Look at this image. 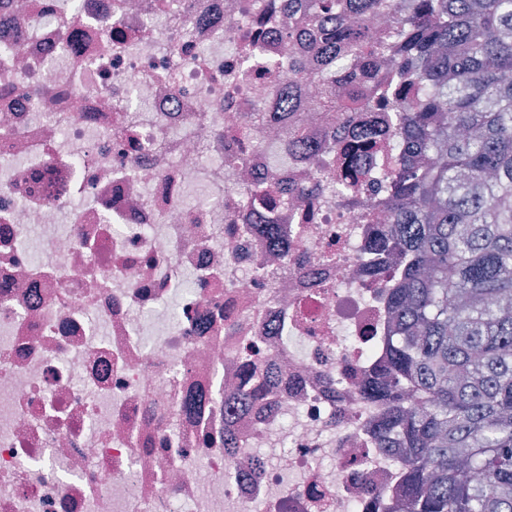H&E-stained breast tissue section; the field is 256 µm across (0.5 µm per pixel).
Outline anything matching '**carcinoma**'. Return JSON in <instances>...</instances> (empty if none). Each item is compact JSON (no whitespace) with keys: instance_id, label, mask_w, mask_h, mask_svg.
I'll use <instances>...</instances> for the list:
<instances>
[{"instance_id":"1","label":"carcinoma","mask_w":512,"mask_h":512,"mask_svg":"<svg viewBox=\"0 0 512 512\" xmlns=\"http://www.w3.org/2000/svg\"><path fill=\"white\" fill-rule=\"evenodd\" d=\"M314 0L323 78L315 110L357 103L355 72L386 53ZM405 40L365 106L395 126L384 170L358 180L391 192L375 248L401 265L399 341L366 392L388 401L378 447L394 439L403 512H512V0H421L393 17Z\"/></svg>"}]
</instances>
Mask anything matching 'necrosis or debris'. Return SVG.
I'll return each mask as SVG.
<instances>
[{"mask_svg": "<svg viewBox=\"0 0 512 512\" xmlns=\"http://www.w3.org/2000/svg\"><path fill=\"white\" fill-rule=\"evenodd\" d=\"M310 4L0 0V512H399L364 392L395 340L388 197L332 185L392 126L314 111ZM292 110L310 153L248 118ZM247 366L263 396L225 407Z\"/></svg>", "mask_w": 512, "mask_h": 512, "instance_id": "1", "label": "necrosis or debris"}]
</instances>
